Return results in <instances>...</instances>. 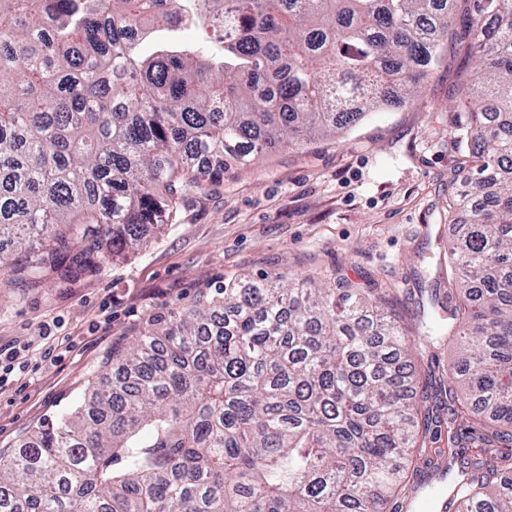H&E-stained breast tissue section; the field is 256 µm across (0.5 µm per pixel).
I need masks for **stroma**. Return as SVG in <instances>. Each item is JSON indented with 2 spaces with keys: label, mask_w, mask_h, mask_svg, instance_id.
Segmentation results:
<instances>
[{
  "label": "stroma",
  "mask_w": 512,
  "mask_h": 512,
  "mask_svg": "<svg viewBox=\"0 0 512 512\" xmlns=\"http://www.w3.org/2000/svg\"><path fill=\"white\" fill-rule=\"evenodd\" d=\"M467 31L458 13L414 102L348 133L266 152L180 207L139 250L67 280L0 277V347L20 365L0 369V452L72 408L125 338L226 280L307 275L335 288H390L388 314L408 336L421 335L439 314L431 288L460 230L448 201L466 151L453 131L468 120L453 89L477 66L456 49Z\"/></svg>",
  "instance_id": "35a3bbf8"
}]
</instances>
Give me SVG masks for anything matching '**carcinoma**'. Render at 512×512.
<instances>
[{
    "mask_svg": "<svg viewBox=\"0 0 512 512\" xmlns=\"http://www.w3.org/2000/svg\"><path fill=\"white\" fill-rule=\"evenodd\" d=\"M467 4L456 86L471 217L448 318L401 335L382 300L310 277L230 280L109 357L78 405L0 455V512H391L434 449L456 512H512V0H0V276L133 252L224 174L410 103ZM202 28L219 51L161 42ZM455 343L419 385V346Z\"/></svg>",
    "mask_w": 512,
    "mask_h": 512,
    "instance_id": "cac0c4a2",
    "label": "carcinoma"
}]
</instances>
